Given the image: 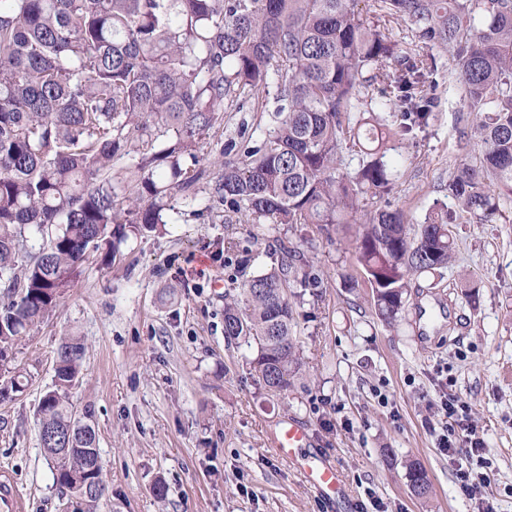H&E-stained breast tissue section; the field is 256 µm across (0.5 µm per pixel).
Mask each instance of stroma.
Masks as SVG:
<instances>
[{"label": "stroma", "instance_id": "1", "mask_svg": "<svg viewBox=\"0 0 512 512\" xmlns=\"http://www.w3.org/2000/svg\"><path fill=\"white\" fill-rule=\"evenodd\" d=\"M427 83L437 98L428 127L392 138L387 150L397 171L388 202L413 224L448 203L461 164L479 162L447 55ZM267 106L257 112L248 101L225 113L205 153L263 140L276 103ZM163 219L162 231L119 242L110 266L86 258L60 309L14 346L10 365L28 386L0 402V464L27 512H66L35 412L70 335L86 348L71 401L93 415L107 485L97 512H361L374 501L382 512H512V199L481 224L457 214L451 263L412 278L390 326L374 309L353 225L256 222L202 190L176 198ZM284 245L303 255L298 270L318 285L295 301L303 367L279 396L256 380L247 348L225 341L224 297ZM449 390L470 406L492 462L477 501L456 483L464 456L441 453L428 428ZM290 418L342 471L348 497L336 510L270 447V429ZM409 458L430 475L427 499L409 490Z\"/></svg>", "mask_w": 512, "mask_h": 512}]
</instances>
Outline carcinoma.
<instances>
[{
	"mask_svg": "<svg viewBox=\"0 0 512 512\" xmlns=\"http://www.w3.org/2000/svg\"><path fill=\"white\" fill-rule=\"evenodd\" d=\"M0 0V400L23 388L7 367L12 348L55 311L85 256L112 257L114 240L154 232L177 195L197 183L220 205L274 224H355L357 260L378 316L404 309L410 277L448 267V207L424 223L404 211L361 202L389 195L396 174L386 144L425 128L435 96L425 75L448 52V79L462 111L483 114L474 128L478 168L461 167L448 196L476 222L512 195V0ZM409 21V40L392 25ZM276 79L275 124L259 143L209 177L186 164L224 123V101L263 96ZM396 94H363L375 82ZM400 112L389 125L383 112ZM363 148L343 171V142ZM37 234L31 239L29 232ZM297 254L245 277L224 295V338L253 350L258 382L288 392L301 370L293 305L283 289ZM85 354L78 336L61 339L52 388L39 422L61 432L67 449L44 448L54 481L72 497L78 482L95 491L73 512H96L105 492L96 432L70 400ZM409 486L427 497L417 461Z\"/></svg>",
	"mask_w": 512,
	"mask_h": 512,
	"instance_id": "carcinoma-1",
	"label": "carcinoma"
}]
</instances>
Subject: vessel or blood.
I'll use <instances>...</instances> for the list:
<instances>
[{"mask_svg": "<svg viewBox=\"0 0 512 512\" xmlns=\"http://www.w3.org/2000/svg\"><path fill=\"white\" fill-rule=\"evenodd\" d=\"M270 444L304 477L306 483L328 506H336L344 495L342 475L336 466L311 446L308 429L284 420L270 434ZM0 512H27V505L15 488L9 469L0 470Z\"/></svg>", "mask_w": 512, "mask_h": 512, "instance_id": "obj_1", "label": "vessel or blood"}]
</instances>
